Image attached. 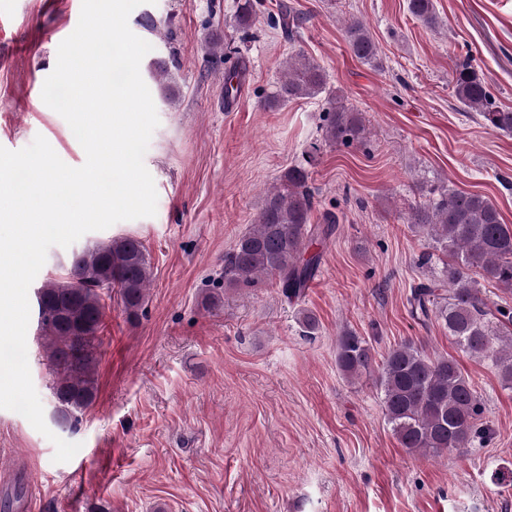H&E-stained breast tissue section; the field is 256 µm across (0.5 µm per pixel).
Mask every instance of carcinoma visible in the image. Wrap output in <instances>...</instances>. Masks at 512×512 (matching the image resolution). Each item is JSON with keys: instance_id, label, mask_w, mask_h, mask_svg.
Here are the masks:
<instances>
[{"instance_id": "carcinoma-1", "label": "carcinoma", "mask_w": 512, "mask_h": 512, "mask_svg": "<svg viewBox=\"0 0 512 512\" xmlns=\"http://www.w3.org/2000/svg\"><path fill=\"white\" fill-rule=\"evenodd\" d=\"M407 9L424 25H437L433 0H407ZM258 21L255 0H237L238 29L246 32ZM267 23L290 40L298 17L290 5L281 3ZM345 37L358 60L381 66L378 46L361 20L346 21ZM450 85L456 100L486 126L512 133V109L494 104L474 58L455 64ZM320 95L326 104L324 143L348 144L365 137L359 113L344 96L327 92L325 71L301 51L284 62L265 104L276 108ZM319 150L318 144H312L305 164L286 170L268 189L255 223L224 256V274L230 283L249 288L272 277L289 300L309 287L321 265L318 246L338 224L330 211L324 212L322 223H311L315 194L308 185V166ZM416 191L425 201L411 209L406 221L428 239V250L420 255L418 265L424 269L437 260L442 268L413 287L412 314L421 322H441L461 351L490 359L502 384L512 388V307L493 311L485 295L488 285L512 295V228L502 223L496 205L481 194L445 181L420 182ZM151 277V261L142 241L122 236L72 252L65 280L50 279L37 289L39 339L52 367L49 390L56 425H73L95 400V342L103 325L104 300L117 289L127 318L134 321L144 311ZM297 322L304 335L316 334L318 320L312 312L299 310ZM336 360L349 378L373 370L367 340L350 330L339 336ZM375 383L383 395L384 416L403 448L439 456L468 447L487 431L482 397L452 357L431 355L420 344L404 342L387 352Z\"/></svg>"}]
</instances>
